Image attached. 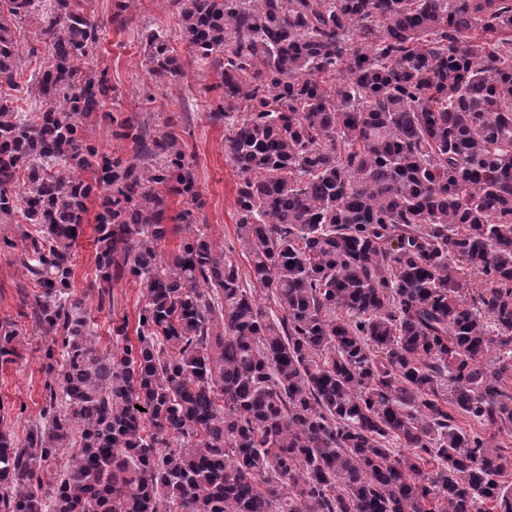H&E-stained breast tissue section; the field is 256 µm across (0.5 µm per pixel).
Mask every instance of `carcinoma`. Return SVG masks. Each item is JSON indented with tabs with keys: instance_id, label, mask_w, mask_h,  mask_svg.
I'll return each mask as SVG.
<instances>
[{
	"instance_id": "obj_1",
	"label": "carcinoma",
	"mask_w": 512,
	"mask_h": 512,
	"mask_svg": "<svg viewBox=\"0 0 512 512\" xmlns=\"http://www.w3.org/2000/svg\"><path fill=\"white\" fill-rule=\"evenodd\" d=\"M171 3L222 69L249 270L192 228L174 132L124 119L126 162L83 138L111 90L86 66L98 24L54 0L44 110L0 99V218L37 235L0 248L38 288L55 410L22 445L0 431V512H512V0ZM35 9L0 0V84L2 17ZM146 53L181 74L163 36ZM171 191L188 235L164 266ZM93 194L99 301L125 277L147 293L137 343L109 351L68 294ZM24 343L1 324L0 363Z\"/></svg>"
}]
</instances>
